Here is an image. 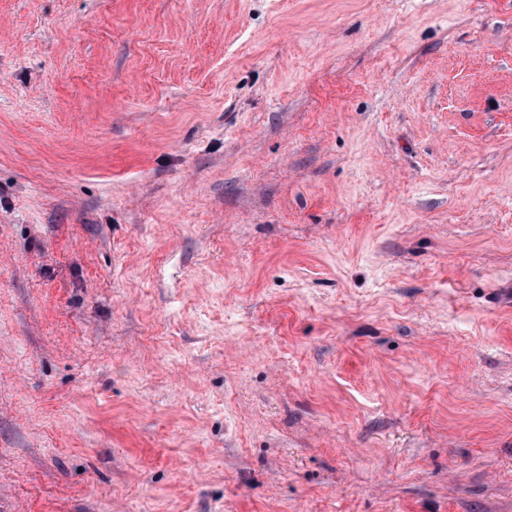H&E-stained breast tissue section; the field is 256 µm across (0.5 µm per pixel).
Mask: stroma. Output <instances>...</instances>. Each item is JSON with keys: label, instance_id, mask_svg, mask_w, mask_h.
<instances>
[{"label": "stroma", "instance_id": "stroma-1", "mask_svg": "<svg viewBox=\"0 0 512 512\" xmlns=\"http://www.w3.org/2000/svg\"><path fill=\"white\" fill-rule=\"evenodd\" d=\"M512 0H0V512H512Z\"/></svg>", "mask_w": 512, "mask_h": 512}]
</instances>
